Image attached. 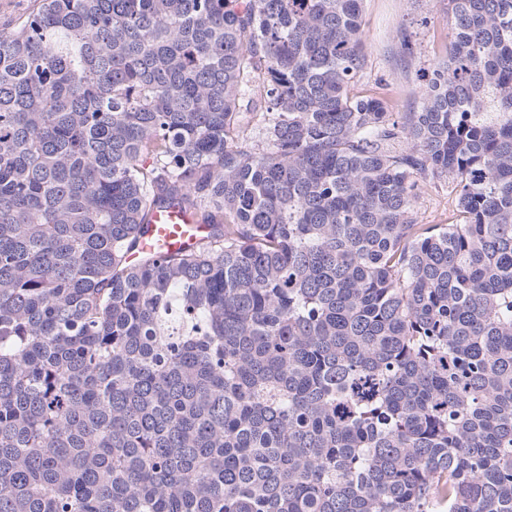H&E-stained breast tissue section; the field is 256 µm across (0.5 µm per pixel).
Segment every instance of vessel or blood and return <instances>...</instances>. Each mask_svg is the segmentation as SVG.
<instances>
[{"label":"vessel or blood","mask_w":512,"mask_h":512,"mask_svg":"<svg viewBox=\"0 0 512 512\" xmlns=\"http://www.w3.org/2000/svg\"><path fill=\"white\" fill-rule=\"evenodd\" d=\"M207 227L176 207L154 212L147 233L138 249L142 255H160L186 250L197 245Z\"/></svg>","instance_id":"b4317fda"}]
</instances>
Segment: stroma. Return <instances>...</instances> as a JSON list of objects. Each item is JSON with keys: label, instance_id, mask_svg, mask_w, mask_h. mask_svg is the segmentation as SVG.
Here are the masks:
<instances>
[{"label": "stroma", "instance_id": "1", "mask_svg": "<svg viewBox=\"0 0 512 512\" xmlns=\"http://www.w3.org/2000/svg\"><path fill=\"white\" fill-rule=\"evenodd\" d=\"M362 10L368 61L358 90H374L376 80H383L391 111H414L424 69L448 49V12L442 0H363ZM402 27L411 32L418 47L416 59L409 63L393 49L394 36Z\"/></svg>", "mask_w": 512, "mask_h": 512}]
</instances>
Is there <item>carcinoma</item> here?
<instances>
[{"label": "carcinoma", "instance_id": "obj_1", "mask_svg": "<svg viewBox=\"0 0 512 512\" xmlns=\"http://www.w3.org/2000/svg\"><path fill=\"white\" fill-rule=\"evenodd\" d=\"M443 3L402 116L362 0L0 29V512H512V0ZM417 219L421 224H451L455 202L448 190H425L416 204ZM208 231L206 225L195 224L191 216L177 207L155 211L148 232L141 238L138 252L131 260L142 255H160L186 250L197 245Z\"/></svg>", "mask_w": 512, "mask_h": 512}]
</instances>
